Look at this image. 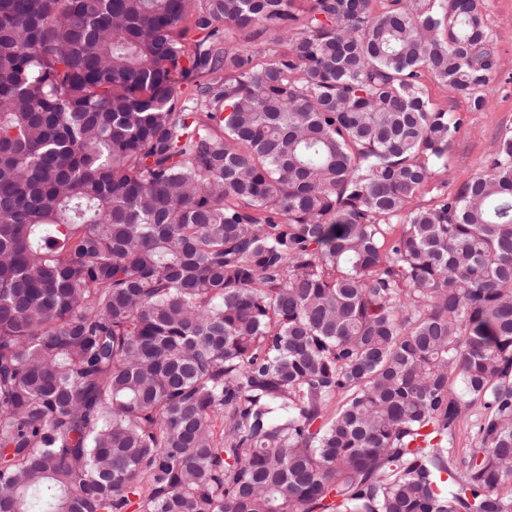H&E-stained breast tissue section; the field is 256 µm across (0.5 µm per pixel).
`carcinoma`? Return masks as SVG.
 <instances>
[{
  "instance_id": "obj_1",
  "label": "carcinoma",
  "mask_w": 512,
  "mask_h": 512,
  "mask_svg": "<svg viewBox=\"0 0 512 512\" xmlns=\"http://www.w3.org/2000/svg\"><path fill=\"white\" fill-rule=\"evenodd\" d=\"M372 2L0 0V512H512L496 40ZM478 1L499 52V68L491 84L488 106L471 111L467 100L452 97L434 79L428 77L425 82L436 107L466 112L468 117L450 151L448 192L480 170L505 128H512V0Z\"/></svg>"
}]
</instances>
